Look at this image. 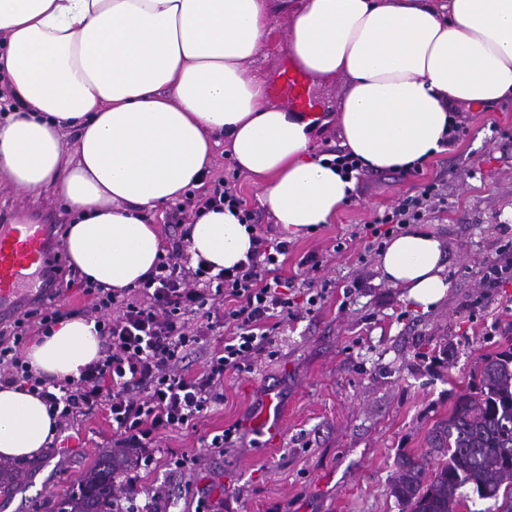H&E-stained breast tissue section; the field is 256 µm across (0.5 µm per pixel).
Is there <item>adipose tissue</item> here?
<instances>
[{
	"label": "adipose tissue",
	"mask_w": 512,
	"mask_h": 512,
	"mask_svg": "<svg viewBox=\"0 0 512 512\" xmlns=\"http://www.w3.org/2000/svg\"><path fill=\"white\" fill-rule=\"evenodd\" d=\"M284 10L300 66L345 80L342 145L365 168L423 163L444 150L457 106L512 95V0H0V74L17 103L0 120V184L55 189L70 215L64 248L85 279H146L161 252L152 216L200 186L217 135L285 239L351 201L355 179L312 152L307 123L269 103L252 69ZM67 128L78 132L70 150ZM188 230L192 258L216 270L254 248L226 208ZM378 268L425 309L450 286L440 239L420 228L390 238ZM100 347L94 320L70 316L26 358L63 382ZM57 430L39 397L0 384L1 459L42 454Z\"/></svg>",
	"instance_id": "obj_1"
}]
</instances>
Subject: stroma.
I'll use <instances>...</instances> for the list:
<instances>
[{
  "instance_id": "stroma-1",
  "label": "stroma",
  "mask_w": 512,
  "mask_h": 512,
  "mask_svg": "<svg viewBox=\"0 0 512 512\" xmlns=\"http://www.w3.org/2000/svg\"><path fill=\"white\" fill-rule=\"evenodd\" d=\"M288 21L277 17L268 45L252 68L280 82L292 58ZM343 79L314 80L309 97L324 119L311 133L315 153L340 148L337 105ZM456 118L467 133L447 151L422 163L421 177L365 171L355 195L332 223L291 240L282 275L302 281L309 255L322 262L324 298L315 311L283 322L277 353L253 372L227 374L224 399L196 430L173 431L162 448L199 455L193 476L177 479L165 467L141 472L145 485L164 490L174 512H194L208 491L213 512H402L390 485L394 461L420 453L426 436L447 418L455 399L473 387L479 361L512 336V98L478 111L463 106ZM439 180L448 208L426 224L443 244L451 282L430 309L412 306L386 282L378 251L355 242L333 247L418 180ZM35 216L61 242L66 216L52 192L30 198L0 186V224L14 213ZM498 268L496 285L486 276ZM79 270L55 279L64 316H87L91 299ZM278 402L282 431L269 442L251 423L266 398ZM240 424V438L223 455H200L202 438ZM112 448V425L99 411L58 429L45 455L11 462L18 488L0 497V512H60L85 474Z\"/></svg>"
}]
</instances>
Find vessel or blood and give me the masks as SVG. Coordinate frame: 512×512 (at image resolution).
<instances>
[{
    "label": "vessel or blood",
    "instance_id": "obj_1",
    "mask_svg": "<svg viewBox=\"0 0 512 512\" xmlns=\"http://www.w3.org/2000/svg\"><path fill=\"white\" fill-rule=\"evenodd\" d=\"M307 76L290 69L280 89L291 108L303 110L316 120L307 97ZM49 229L44 224L0 225V315L11 314L22 294L39 296L45 287L43 269L47 259Z\"/></svg>",
    "mask_w": 512,
    "mask_h": 512
}]
</instances>
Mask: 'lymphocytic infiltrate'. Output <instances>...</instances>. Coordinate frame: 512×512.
I'll use <instances>...</instances> for the list:
<instances>
[{"label": "lymphocytic infiltrate", "mask_w": 512, "mask_h": 512, "mask_svg": "<svg viewBox=\"0 0 512 512\" xmlns=\"http://www.w3.org/2000/svg\"><path fill=\"white\" fill-rule=\"evenodd\" d=\"M224 205L239 209L243 222L253 224L254 211L233 178L215 180L200 193L187 192L172 213L197 216ZM447 206L438 181L419 184L414 194L364 225L368 247L382 246L384 225L420 224L427 213ZM288 251L287 242L260 236L246 264L215 272L205 262H192L186 245L179 243L158 257L133 292L85 284L102 339L98 358L78 378L63 383L32 372L21 347L29 327L45 332L56 323L58 311L50 306L25 312L10 336H0V379L28 386L62 423L105 410L113 447L138 451L140 467L151 468L165 433L196 428L222 401L226 373L251 372L255 360L272 355L280 322L313 312L322 300L316 263L298 283L305 290V308L290 298L298 284L280 275ZM215 336L223 337L222 346L211 347ZM196 353L205 354V363L187 373L184 364ZM114 483L113 512H160V493L144 491L125 469H118Z\"/></svg>", "instance_id": "obj_1"}]
</instances>
